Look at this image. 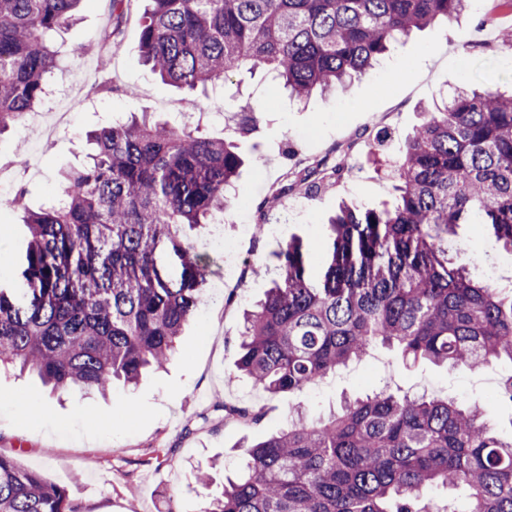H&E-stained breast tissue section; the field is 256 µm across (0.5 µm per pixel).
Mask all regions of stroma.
<instances>
[{"instance_id":"1","label":"stroma","mask_w":512,"mask_h":512,"mask_svg":"<svg viewBox=\"0 0 512 512\" xmlns=\"http://www.w3.org/2000/svg\"><path fill=\"white\" fill-rule=\"evenodd\" d=\"M146 0H131L121 33L112 47L108 71L89 45L107 24L108 0H84L80 19L56 40L64 67L56 87L76 101L67 121L49 114L39 135L26 128L0 134V174L9 186L0 192V280L15 285L13 270L26 248L21 213L10 202L18 187L40 206L59 189L62 170L81 165L89 150L88 131L130 114H148L172 126L185 123L182 89L161 81L143 63L141 16ZM492 0H470L457 20L439 22L392 45L380 65L347 90L306 105L291 101L271 79L241 75L208 90L201 99V125L212 137L224 135L232 114L245 106L257 112V128L239 141L244 164L235 182L237 200L222 215L224 236L242 239V253L254 265L250 275H223L221 255L212 248L214 227L193 231L196 251L206 265L204 302L184 330L178 353L135 385L115 383L109 396L72 390L51 393L32 376L0 375V451L26 469L67 490L79 512H204L209 499L224 490L247 441L282 429L293 406L310 418L328 419L344 398L390 386L407 394L428 392L465 405L482 402L472 389L479 372H448L429 362L401 363L395 350L378 345L361 361L327 377L320 385L292 395H272L248 379L227 384L237 353L232 345L246 309L262 300L279 275V247L293 237L311 250L321 249L324 225L342 202L374 208L395 200L387 172L365 158L364 144L386 132V158H394L421 122V108L449 96L458 85L512 86V48L498 29L511 22ZM336 155L350 175L322 189L289 195L267 217V227L242 237L254 226L262 201L305 162ZM472 254L500 275L512 274V253L498 247L490 232L476 224L461 226ZM266 410L260 428L223 424L211 405L216 395ZM208 474V488L198 483Z\"/></svg>"}]
</instances>
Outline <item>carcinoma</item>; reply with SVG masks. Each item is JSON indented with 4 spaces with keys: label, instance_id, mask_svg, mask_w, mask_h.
Returning <instances> with one entry per match:
<instances>
[{
    "label": "carcinoma",
    "instance_id": "obj_1",
    "mask_svg": "<svg viewBox=\"0 0 512 512\" xmlns=\"http://www.w3.org/2000/svg\"><path fill=\"white\" fill-rule=\"evenodd\" d=\"M82 0H0V132L46 97L59 66L54 34ZM128 0H109L118 34ZM141 48L153 74L195 92L241 70L266 71L288 95L347 88L390 45L456 19L469 0H147ZM393 162L396 201L344 204L326 225L328 257L298 238L281 273L245 314L236 373L273 395L316 385L375 345L402 359L469 370L512 359V288L448 260L461 224L487 227L512 251V94L460 86L425 108ZM233 136L200 126L114 120L90 136L88 161L36 210L22 287H0V369L30 370L55 391L138 382L176 352L202 303L205 268L189 230L231 204L237 140L255 130L238 113ZM342 174L332 165L328 178ZM316 171L273 191L283 198L326 178ZM224 423L257 424L260 408L217 401ZM484 405L381 389L327 421L299 416L244 446L222 496L205 512H512V439ZM434 487L468 491L461 507L428 506ZM0 512H77L66 491L0 453Z\"/></svg>",
    "mask_w": 512,
    "mask_h": 512
}]
</instances>
